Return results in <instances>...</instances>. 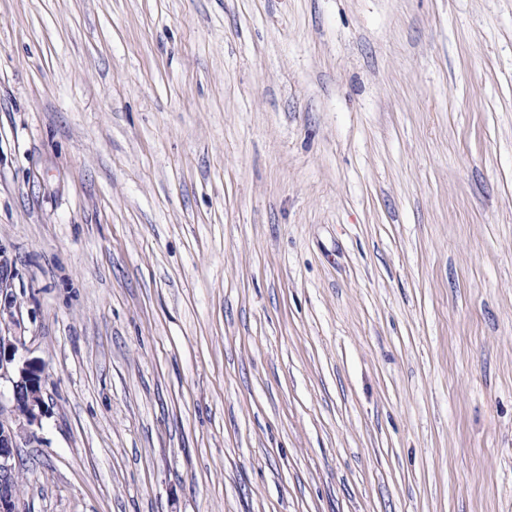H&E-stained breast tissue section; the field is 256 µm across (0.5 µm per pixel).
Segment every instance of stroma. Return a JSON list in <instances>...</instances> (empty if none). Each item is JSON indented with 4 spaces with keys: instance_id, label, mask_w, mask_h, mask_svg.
I'll return each instance as SVG.
<instances>
[{
    "instance_id": "1",
    "label": "stroma",
    "mask_w": 512,
    "mask_h": 512,
    "mask_svg": "<svg viewBox=\"0 0 512 512\" xmlns=\"http://www.w3.org/2000/svg\"><path fill=\"white\" fill-rule=\"evenodd\" d=\"M20 512H512V0H0Z\"/></svg>"
}]
</instances>
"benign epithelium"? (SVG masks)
<instances>
[{"label": "benign epithelium", "instance_id": "obj_1", "mask_svg": "<svg viewBox=\"0 0 512 512\" xmlns=\"http://www.w3.org/2000/svg\"><path fill=\"white\" fill-rule=\"evenodd\" d=\"M11 271L0 258V382L10 384L13 418L0 417V512H19L16 490V448L38 440L37 428L48 413L44 399V365L19 355L22 342L11 332L17 301L7 288Z\"/></svg>", "mask_w": 512, "mask_h": 512}]
</instances>
